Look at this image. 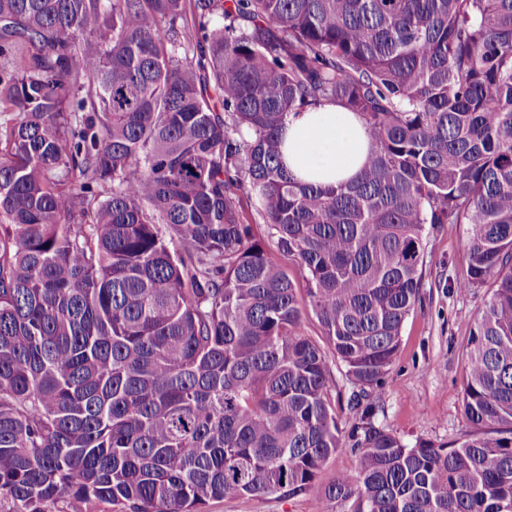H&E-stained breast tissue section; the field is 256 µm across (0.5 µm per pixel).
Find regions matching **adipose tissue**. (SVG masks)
Listing matches in <instances>:
<instances>
[{"label": "adipose tissue", "instance_id": "obj_1", "mask_svg": "<svg viewBox=\"0 0 512 512\" xmlns=\"http://www.w3.org/2000/svg\"><path fill=\"white\" fill-rule=\"evenodd\" d=\"M282 139L294 177L326 188L357 177L370 150L360 117L333 103L292 114Z\"/></svg>", "mask_w": 512, "mask_h": 512}]
</instances>
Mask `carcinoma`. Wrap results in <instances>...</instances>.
<instances>
[{
	"instance_id": "carcinoma-1",
	"label": "carcinoma",
	"mask_w": 512,
	"mask_h": 512,
	"mask_svg": "<svg viewBox=\"0 0 512 512\" xmlns=\"http://www.w3.org/2000/svg\"><path fill=\"white\" fill-rule=\"evenodd\" d=\"M325 103L370 139L331 188L282 160ZM445 224L472 431L410 445L380 396ZM342 449L327 512H512V0H0V497L203 512ZM329 365L330 370L336 379V393L341 394V402L339 405L336 404V413L339 416L341 428H344L345 430L352 417L346 408V400L351 391V387L346 380L343 367H341L340 364L336 362L332 356L329 357Z\"/></svg>"
}]
</instances>
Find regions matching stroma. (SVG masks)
<instances>
[{
	"mask_svg": "<svg viewBox=\"0 0 512 512\" xmlns=\"http://www.w3.org/2000/svg\"><path fill=\"white\" fill-rule=\"evenodd\" d=\"M467 227L453 224L427 240L421 301L405 321L400 348L386 379L380 422L404 441L437 444L463 439L470 426L460 405L462 351L487 291L466 293L449 283L465 273ZM317 492L293 498L234 496L212 501L208 512H325Z\"/></svg>",
	"mask_w": 512,
	"mask_h": 512,
	"instance_id": "obj_1",
	"label": "stroma"
}]
</instances>
